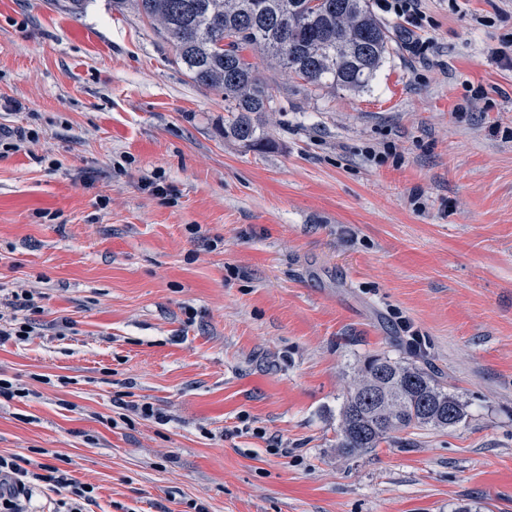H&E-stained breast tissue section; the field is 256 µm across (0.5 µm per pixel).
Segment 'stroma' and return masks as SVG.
I'll list each match as a JSON object with an SVG mask.
<instances>
[{
	"label": "stroma",
	"instance_id": "1",
	"mask_svg": "<svg viewBox=\"0 0 512 512\" xmlns=\"http://www.w3.org/2000/svg\"><path fill=\"white\" fill-rule=\"evenodd\" d=\"M369 4L392 44L359 93L245 51L276 99L253 151L133 9L0 0V130L38 135L0 153V289L40 308L0 344L31 391L1 454L92 512H512V0ZM414 339L465 419L339 456L346 379Z\"/></svg>",
	"mask_w": 512,
	"mask_h": 512
}]
</instances>
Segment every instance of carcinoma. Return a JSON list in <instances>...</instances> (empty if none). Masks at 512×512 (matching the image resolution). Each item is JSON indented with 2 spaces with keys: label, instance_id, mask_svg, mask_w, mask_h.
<instances>
[{
  "label": "carcinoma",
  "instance_id": "obj_1",
  "mask_svg": "<svg viewBox=\"0 0 512 512\" xmlns=\"http://www.w3.org/2000/svg\"><path fill=\"white\" fill-rule=\"evenodd\" d=\"M138 15L174 49L175 62L200 86L224 95L231 119L224 136L244 148L268 143L256 117L273 112L267 81L243 51L251 49L307 89L369 87L389 51L388 28L368 0H133ZM414 352L363 364L343 395L336 451L354 458L408 429L460 424L459 397Z\"/></svg>",
  "mask_w": 512,
  "mask_h": 512
}]
</instances>
